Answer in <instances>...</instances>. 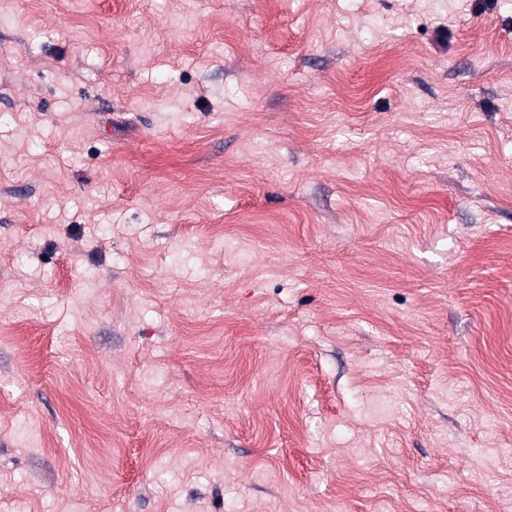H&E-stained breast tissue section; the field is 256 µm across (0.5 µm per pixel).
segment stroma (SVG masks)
I'll return each instance as SVG.
<instances>
[{
  "label": "stroma",
  "instance_id": "obj_1",
  "mask_svg": "<svg viewBox=\"0 0 512 512\" xmlns=\"http://www.w3.org/2000/svg\"><path fill=\"white\" fill-rule=\"evenodd\" d=\"M512 512V0H0V512Z\"/></svg>",
  "mask_w": 512,
  "mask_h": 512
}]
</instances>
